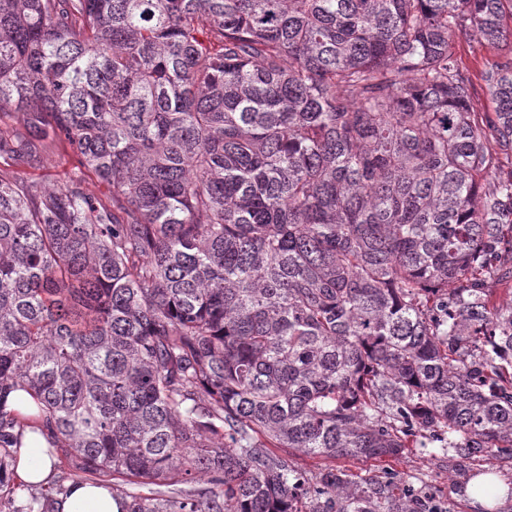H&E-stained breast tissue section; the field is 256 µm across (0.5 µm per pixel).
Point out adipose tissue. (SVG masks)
I'll use <instances>...</instances> for the list:
<instances>
[{"mask_svg": "<svg viewBox=\"0 0 512 512\" xmlns=\"http://www.w3.org/2000/svg\"><path fill=\"white\" fill-rule=\"evenodd\" d=\"M9 409L18 411L26 419L27 427L22 438L20 458L15 468L19 495L37 486L48 484L55 473L56 453L38 421V408L24 391L18 390L8 397ZM121 504L112 496V486L103 482L97 485L77 480L68 484L55 504V512H120Z\"/></svg>", "mask_w": 512, "mask_h": 512, "instance_id": "1", "label": "adipose tissue"}]
</instances>
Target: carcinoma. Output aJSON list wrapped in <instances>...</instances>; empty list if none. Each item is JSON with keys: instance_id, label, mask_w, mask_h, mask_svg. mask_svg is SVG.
<instances>
[{"instance_id": "obj_1", "label": "carcinoma", "mask_w": 512, "mask_h": 512, "mask_svg": "<svg viewBox=\"0 0 512 512\" xmlns=\"http://www.w3.org/2000/svg\"><path fill=\"white\" fill-rule=\"evenodd\" d=\"M507 15L0 0V512H54L72 476L15 506L14 390L121 512H424L293 452L512 460V302L488 288L512 278ZM458 33L509 46L491 112ZM54 140L71 175L23 177Z\"/></svg>"}]
</instances>
